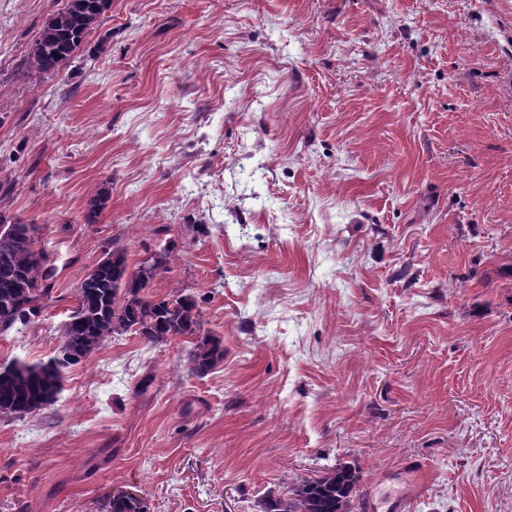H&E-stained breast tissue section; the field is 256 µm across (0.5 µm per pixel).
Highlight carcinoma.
I'll return each instance as SVG.
<instances>
[{"instance_id":"cac0c4a2","label":"carcinoma","mask_w":512,"mask_h":512,"mask_svg":"<svg viewBox=\"0 0 512 512\" xmlns=\"http://www.w3.org/2000/svg\"><path fill=\"white\" fill-rule=\"evenodd\" d=\"M102 0H66L65 7L42 25L27 57V76L39 83L70 61L85 37L104 15ZM109 200L98 189L88 202L85 223L95 224ZM36 227L0 210V333L25 327L39 316L52 296L57 268L47 262V244L36 239ZM174 256L164 246L149 259L155 271L132 268L124 250L112 248L79 282L74 305L61 326L58 353L46 363L13 360L0 371V415L23 417L53 406L66 369L78 364L117 336L136 335L151 346L176 337L191 338L184 354L187 373L211 374L224 361L223 340L202 330L197 302L183 295L151 292L155 278L171 270ZM360 470L337 465L320 476L292 486L286 495L265 498L260 512H354L359 500ZM112 512H148L135 495L112 498Z\"/></svg>"}]
</instances>
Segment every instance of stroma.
I'll return each instance as SVG.
<instances>
[{
	"label": "stroma",
	"mask_w": 512,
	"mask_h": 512,
	"mask_svg": "<svg viewBox=\"0 0 512 512\" xmlns=\"http://www.w3.org/2000/svg\"><path fill=\"white\" fill-rule=\"evenodd\" d=\"M64 5L0 0L6 206L60 296L0 363L48 362L104 250L161 240L154 293L195 296L224 361L126 335L71 366L0 417V512H258L345 462L364 512L412 465L411 512H512V0H112L31 85Z\"/></svg>",
	"instance_id": "35a3bbf8"
}]
</instances>
